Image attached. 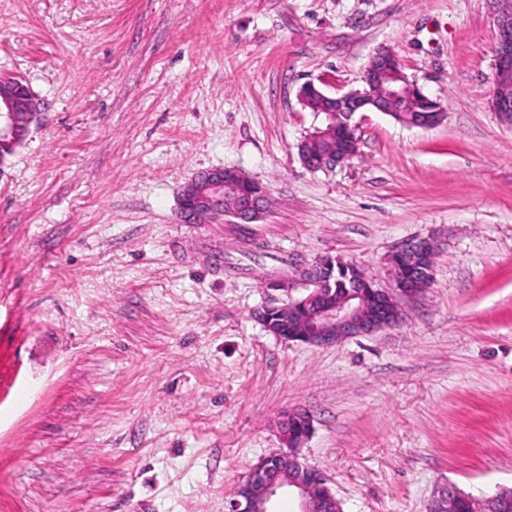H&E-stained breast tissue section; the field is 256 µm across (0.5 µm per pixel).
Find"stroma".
I'll return each mask as SVG.
<instances>
[{"mask_svg":"<svg viewBox=\"0 0 512 512\" xmlns=\"http://www.w3.org/2000/svg\"><path fill=\"white\" fill-rule=\"evenodd\" d=\"M495 40L487 0H0V73L40 102L0 163V512H226L293 410L343 512L512 490ZM381 46L442 122L357 113V156L306 169L300 87L360 88ZM222 167L267 212L182 223L183 186ZM416 237L440 252L396 326L316 347L259 320L325 256L389 289Z\"/></svg>","mask_w":512,"mask_h":512,"instance_id":"obj_1","label":"stroma"}]
</instances>
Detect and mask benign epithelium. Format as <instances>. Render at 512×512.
I'll use <instances>...</instances> for the list:
<instances>
[{"instance_id":"1","label":"benign epithelium","mask_w":512,"mask_h":512,"mask_svg":"<svg viewBox=\"0 0 512 512\" xmlns=\"http://www.w3.org/2000/svg\"><path fill=\"white\" fill-rule=\"evenodd\" d=\"M490 13L496 24L495 84L496 90L491 106L501 118L512 122V0H488ZM362 88L343 94L324 91L312 82L300 87L299 97L303 104L320 121L328 122L327 128L314 127L311 139L329 137L343 124L351 133L356 126L351 120L355 113L365 111L384 112L391 116L408 112L413 103L422 100L428 104L420 128L435 126L442 120L444 109L436 101L429 100L409 80L395 56L384 48L378 49L370 58L361 76ZM38 112L37 101L24 81L0 75V158L12 150L26 136ZM357 137H352L349 148L338 152L328 148L314 156L302 151V164L316 171L341 164L356 156ZM270 204L267 188L260 182L237 169L215 168L197 174L183 189L180 203V218L185 224H207L217 216H227L241 223L258 221ZM438 244L432 239H408L401 242L395 251L411 258L421 271V279L432 277L433 256ZM392 288L381 290L375 287L373 278L364 280V286L378 295L380 310L368 320L359 316L354 298L355 292L341 301L331 299L333 270L323 261L314 264L318 272L302 273L307 293L290 301V304L305 312L311 325L300 334L294 329L285 331L268 320L265 328L284 341H296L313 346L336 344L354 336L375 333L396 325L400 314L396 298H415L425 285L413 284L402 274L392 257L385 259ZM288 451L274 453L258 461L248 477L237 487L229 512H272L273 498L280 491L294 494L299 503L298 512H340L337 499L327 485L323 473L301 460L298 450L308 439L312 430L311 417H305L301 426L288 430L279 424ZM294 465L305 475V481H288V466Z\"/></svg>"}]
</instances>
